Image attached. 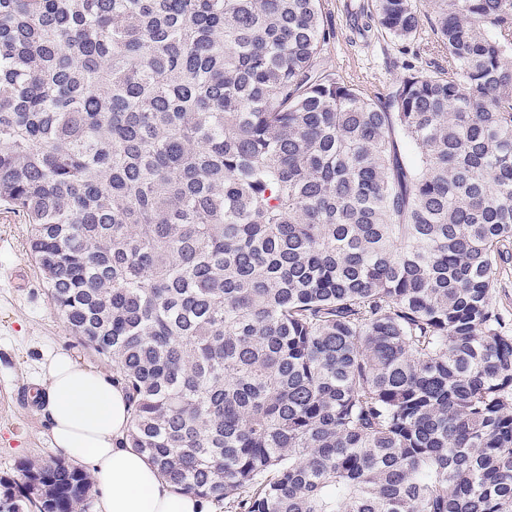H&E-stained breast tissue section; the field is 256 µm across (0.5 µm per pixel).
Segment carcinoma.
I'll use <instances>...</instances> for the list:
<instances>
[{
  "instance_id": "cac0c4a2",
  "label": "carcinoma",
  "mask_w": 512,
  "mask_h": 512,
  "mask_svg": "<svg viewBox=\"0 0 512 512\" xmlns=\"http://www.w3.org/2000/svg\"><path fill=\"white\" fill-rule=\"evenodd\" d=\"M428 4L447 65L384 101L321 0H0V203L177 491L512 512V0ZM17 471L0 512H88L83 470ZM493 304L509 321L508 327L512 330V259L501 265L498 282L493 293Z\"/></svg>"
}]
</instances>
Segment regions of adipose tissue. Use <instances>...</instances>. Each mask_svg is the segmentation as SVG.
<instances>
[{
	"label": "adipose tissue",
	"instance_id": "1",
	"mask_svg": "<svg viewBox=\"0 0 512 512\" xmlns=\"http://www.w3.org/2000/svg\"><path fill=\"white\" fill-rule=\"evenodd\" d=\"M39 393L55 447L93 476L99 512H210V502L175 491L143 454L123 446L129 405L106 372L57 353L43 365Z\"/></svg>",
	"mask_w": 512,
	"mask_h": 512
}]
</instances>
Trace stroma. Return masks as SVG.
Segmentation results:
<instances>
[{
    "label": "stroma",
    "instance_id": "stroma-1",
    "mask_svg": "<svg viewBox=\"0 0 512 512\" xmlns=\"http://www.w3.org/2000/svg\"><path fill=\"white\" fill-rule=\"evenodd\" d=\"M326 40L322 59L328 70L368 92L394 85L406 62L444 64L432 32L430 7H422L419 39L409 45L368 25L372 0H322ZM29 226L0 209V476L13 475L18 462L44 464L61 458L50 429L32 398L46 353L69 354L80 364L111 371L112 364L71 335L51 304L48 288L27 249Z\"/></svg>",
    "mask_w": 512,
    "mask_h": 512
}]
</instances>
